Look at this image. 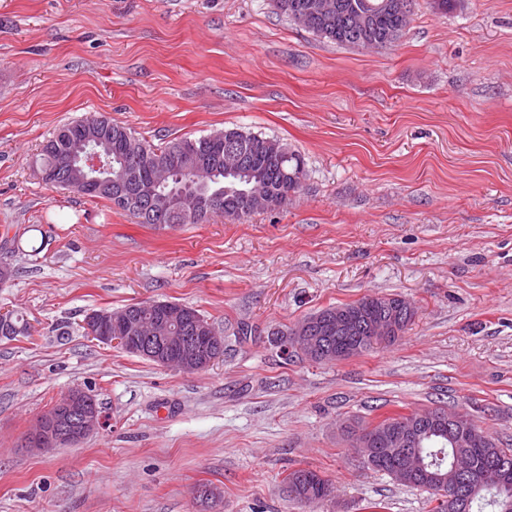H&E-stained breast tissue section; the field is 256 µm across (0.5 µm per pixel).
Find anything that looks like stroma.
Listing matches in <instances>:
<instances>
[{
	"instance_id": "35a3bbf8",
	"label": "stroma",
	"mask_w": 512,
	"mask_h": 512,
	"mask_svg": "<svg viewBox=\"0 0 512 512\" xmlns=\"http://www.w3.org/2000/svg\"><path fill=\"white\" fill-rule=\"evenodd\" d=\"M91 114L157 145L274 137L307 176L242 224H140L38 175L49 134ZM1 224L0 310L29 333L0 337V512H312L285 492L298 469L335 487L313 512H429L343 427L442 404L512 444V0H415L369 49L272 0H0ZM386 294L417 308L397 343L278 357L272 333ZM152 300L209 317L223 358L190 374L87 336L88 313ZM72 389L104 426L25 448Z\"/></svg>"
}]
</instances>
